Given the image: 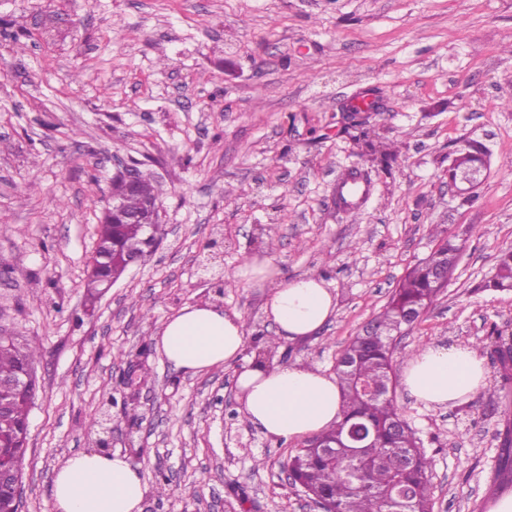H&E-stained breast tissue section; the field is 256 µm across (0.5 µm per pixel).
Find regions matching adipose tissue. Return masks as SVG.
<instances>
[{"label":"adipose tissue","instance_id":"obj_1","mask_svg":"<svg viewBox=\"0 0 512 512\" xmlns=\"http://www.w3.org/2000/svg\"><path fill=\"white\" fill-rule=\"evenodd\" d=\"M254 287L269 291L266 312L279 339L315 335L336 310L323 279L303 276L280 280L269 261H251L239 272ZM156 344L183 371L201 374L242 363L244 325L240 313L189 304L161 326ZM238 389L249 423L275 438L321 433L341 418L342 398L335 376L291 364L269 368L242 364ZM485 369L475 350L430 345L409 361L406 390L426 406H450L476 395ZM147 490L143 475L117 453L82 452L65 460L54 478L53 512H141Z\"/></svg>","mask_w":512,"mask_h":512}]
</instances>
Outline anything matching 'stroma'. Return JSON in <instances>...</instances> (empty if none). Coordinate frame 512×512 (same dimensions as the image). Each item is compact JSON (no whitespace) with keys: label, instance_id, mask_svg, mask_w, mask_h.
<instances>
[{"label":"stroma","instance_id":"stroma-1","mask_svg":"<svg viewBox=\"0 0 512 512\" xmlns=\"http://www.w3.org/2000/svg\"><path fill=\"white\" fill-rule=\"evenodd\" d=\"M0 23L36 42L19 56L0 41V332L43 349L21 512H52L59 466L100 450L143 471L142 512H318L286 476L303 439L246 421L238 366L184 372L153 337L206 303L241 314L245 361L333 373L448 235L460 260L397 342L395 398L433 458V512H490L512 494L499 465L512 389L493 350L512 337V291L482 287L512 248V0H0ZM361 92L376 108L352 113ZM359 130L398 142L391 170L359 156ZM467 139L490 151L471 203L446 186ZM117 157L151 173L165 234L92 305ZM348 168L371 174L352 212L336 204ZM265 257L336 294L317 337L270 354L268 292L238 275ZM433 344L477 347L485 391L435 408L410 396L403 366Z\"/></svg>","mask_w":512,"mask_h":512}]
</instances>
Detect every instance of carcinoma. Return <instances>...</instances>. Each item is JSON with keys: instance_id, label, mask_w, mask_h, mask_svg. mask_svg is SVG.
I'll list each match as a JSON object with an SVG mask.
<instances>
[{"instance_id": "carcinoma-1", "label": "carcinoma", "mask_w": 512, "mask_h": 512, "mask_svg": "<svg viewBox=\"0 0 512 512\" xmlns=\"http://www.w3.org/2000/svg\"><path fill=\"white\" fill-rule=\"evenodd\" d=\"M0 37L12 49L24 53L32 45L28 31L0 30ZM489 156L478 141H465L455 159L477 163ZM112 198L120 202L122 212L140 211L149 200H157L149 174L139 171L135 189L122 177L112 183ZM462 245L449 236L428 257L409 268L398 288L375 317L378 333L359 334L351 339L336 364V377L342 393V418L328 430L307 440V447L288 462L292 483L307 496L326 504L329 512H390L397 505L398 493L407 500L402 512H432L430 475L433 459L420 449L419 439L404 419L395 392L374 399L367 387L390 385L394 338L403 329L402 313L408 309L426 311L443 286L437 272L453 274ZM148 253L140 224L120 220L101 224L94 266L87 282V299L99 298L104 280H118L127 269L125 259ZM494 290L512 288V250L497 257L494 275L485 283ZM41 357L38 346L19 344L13 336H0V379L8 381L26 373L29 389L23 393H3L5 412L0 414V430L22 429L37 392L35 364ZM27 436H14L8 465L14 475L24 471Z\"/></svg>"}]
</instances>
